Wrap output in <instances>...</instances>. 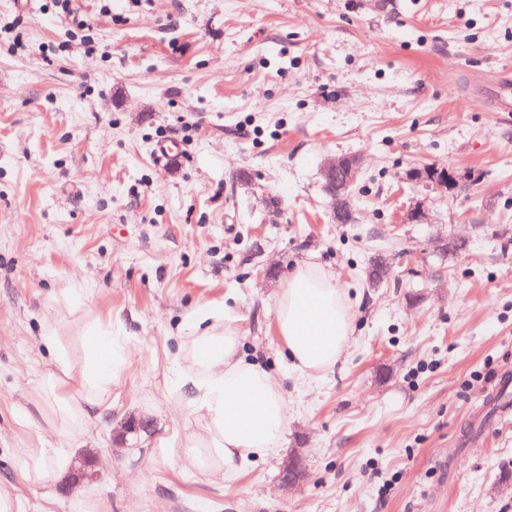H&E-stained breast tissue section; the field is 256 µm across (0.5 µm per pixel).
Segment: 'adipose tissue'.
I'll return each instance as SVG.
<instances>
[{
    "label": "adipose tissue",
    "instance_id": "obj_1",
    "mask_svg": "<svg viewBox=\"0 0 512 512\" xmlns=\"http://www.w3.org/2000/svg\"><path fill=\"white\" fill-rule=\"evenodd\" d=\"M274 322L291 366L311 378L336 365L354 333L347 293L308 259L289 272L276 297ZM83 340L84 356L78 361L56 331L41 338L51 365L33 390L55 405V438L82 433L92 412L111 406L116 367L130 355L126 341L96 320L86 322ZM240 342L238 327L223 312L195 314L180 338L169 388L196 423L181 442L184 461L228 480L238 477L247 458L277 452L288 423L280 384L241 355ZM74 455V449L47 443L19 451L24 474L32 480L67 475Z\"/></svg>",
    "mask_w": 512,
    "mask_h": 512
}]
</instances>
